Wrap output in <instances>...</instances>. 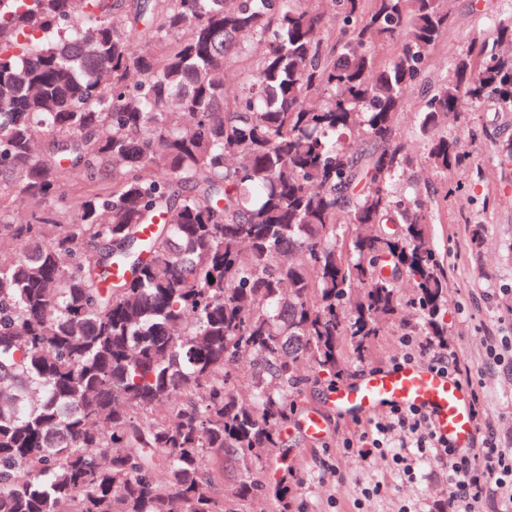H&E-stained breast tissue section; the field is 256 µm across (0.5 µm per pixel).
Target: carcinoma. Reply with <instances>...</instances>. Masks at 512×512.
I'll list each match as a JSON object with an SVG mask.
<instances>
[{
    "label": "carcinoma",
    "instance_id": "obj_1",
    "mask_svg": "<svg viewBox=\"0 0 512 512\" xmlns=\"http://www.w3.org/2000/svg\"><path fill=\"white\" fill-rule=\"evenodd\" d=\"M451 21L450 0H0V512H288L262 474L303 386L407 307L447 344L395 127ZM511 45L512 13L429 86L421 163L465 167L442 127L512 112Z\"/></svg>",
    "mask_w": 512,
    "mask_h": 512
}]
</instances>
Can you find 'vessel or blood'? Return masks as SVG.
I'll use <instances>...</instances> for the list:
<instances>
[{"label": "vessel or blood", "mask_w": 512, "mask_h": 512, "mask_svg": "<svg viewBox=\"0 0 512 512\" xmlns=\"http://www.w3.org/2000/svg\"><path fill=\"white\" fill-rule=\"evenodd\" d=\"M333 407L340 415L362 418L383 409L420 408L430 413L440 436L464 449L475 429L467 389L448 375L416 363L368 371L337 386Z\"/></svg>", "instance_id": "obj_1"}]
</instances>
